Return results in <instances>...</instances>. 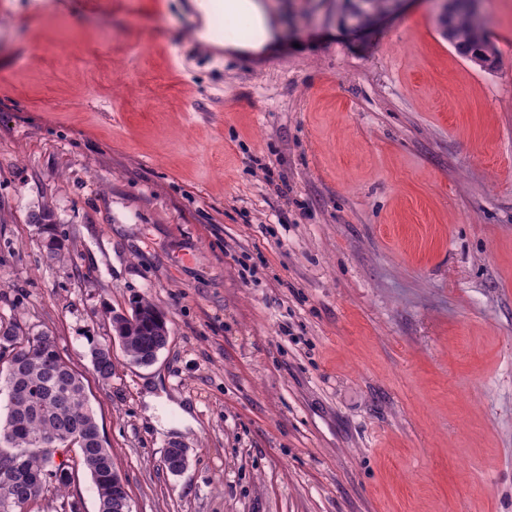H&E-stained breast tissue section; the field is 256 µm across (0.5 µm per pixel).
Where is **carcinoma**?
<instances>
[{
    "mask_svg": "<svg viewBox=\"0 0 512 512\" xmlns=\"http://www.w3.org/2000/svg\"><path fill=\"white\" fill-rule=\"evenodd\" d=\"M388 0H356L351 16L361 23L373 19ZM448 24L466 42H484L483 26L475 19V0H448ZM44 244L55 255L63 248L57 225L48 229ZM131 319L124 322L121 348L135 365L150 363L155 347L168 343L169 328L163 312L144 297L129 300ZM0 363L5 365V381L18 371L19 396L8 401L5 416L0 417V470L20 457L33 475L54 473L48 491L65 496L72 483L70 465L59 466L41 450L42 439L65 440L68 428H78L85 436V447L78 460L90 475L99 512H117L115 503L123 498L122 490L112 485L115 468L112 450L102 433L94 410L89 405L83 377L61 356L56 347L41 335H28L15 322L0 320Z\"/></svg>",
    "mask_w": 512,
    "mask_h": 512,
    "instance_id": "1",
    "label": "carcinoma"
}]
</instances>
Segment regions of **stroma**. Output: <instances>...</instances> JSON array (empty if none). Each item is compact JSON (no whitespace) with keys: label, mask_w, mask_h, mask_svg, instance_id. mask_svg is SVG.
Instances as JSON below:
<instances>
[{"label":"stroma","mask_w":512,"mask_h":512,"mask_svg":"<svg viewBox=\"0 0 512 512\" xmlns=\"http://www.w3.org/2000/svg\"><path fill=\"white\" fill-rule=\"evenodd\" d=\"M262 2L261 62L200 54L186 0H0V318L84 376L133 512H512V13L482 0L484 70L435 0ZM135 296L168 344L99 382ZM71 504L84 470L30 510ZM151 400L152 404L156 406L154 414L159 416L160 423L163 427H183L191 422L190 411L182 405L175 402H169L165 398L157 400L151 398ZM169 409L177 413V420H167V413Z\"/></svg>","instance_id":"stroma-1"}]
</instances>
